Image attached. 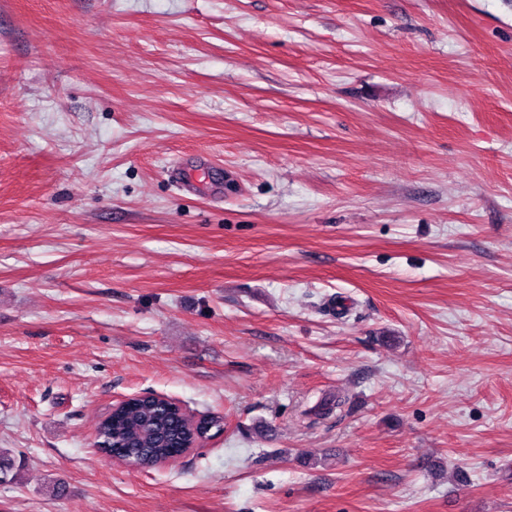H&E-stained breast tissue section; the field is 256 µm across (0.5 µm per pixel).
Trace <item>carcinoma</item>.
Instances as JSON below:
<instances>
[{
    "label": "carcinoma",
    "mask_w": 512,
    "mask_h": 512,
    "mask_svg": "<svg viewBox=\"0 0 512 512\" xmlns=\"http://www.w3.org/2000/svg\"><path fill=\"white\" fill-rule=\"evenodd\" d=\"M217 420L219 417L213 415L207 424L189 430L179 404L152 394L134 395L98 422L97 446L102 453L139 467L150 460L168 461ZM20 471L10 452L1 451L0 483L18 481Z\"/></svg>",
    "instance_id": "obj_1"
}]
</instances>
